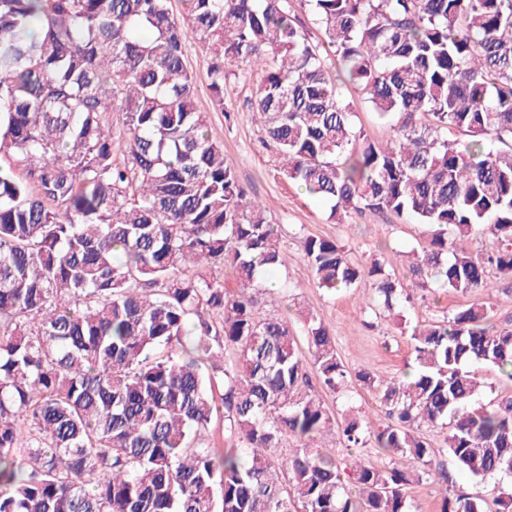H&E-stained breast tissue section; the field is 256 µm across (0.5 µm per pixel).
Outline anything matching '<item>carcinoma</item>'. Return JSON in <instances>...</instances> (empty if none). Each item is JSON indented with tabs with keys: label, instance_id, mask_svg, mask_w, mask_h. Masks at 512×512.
Masks as SVG:
<instances>
[{
	"label": "carcinoma",
	"instance_id": "obj_1",
	"mask_svg": "<svg viewBox=\"0 0 512 512\" xmlns=\"http://www.w3.org/2000/svg\"><path fill=\"white\" fill-rule=\"evenodd\" d=\"M183 2L180 20L169 0H0V156L25 172L0 170V512H420L409 486L450 479L421 433L438 424L456 468L512 476V394L482 403L471 370L511 380L512 329L482 304L414 331L406 380L357 374L389 424L353 406L338 422L310 394L295 329L252 296L279 262L278 227L209 135L185 62L192 43L209 55L220 107L226 65L256 69L253 111L287 179L332 218L425 225L415 287L481 293L491 270L512 272V0H301L320 46L289 0ZM344 80L393 120L386 143L356 126ZM105 112L127 131L119 162ZM479 231L497 251L458 246ZM303 258L320 288L413 303L335 240L305 237ZM303 330L338 392L336 330L310 314ZM220 411L228 447L209 448ZM333 429L389 462L337 459L317 446ZM441 512L488 510L457 495Z\"/></svg>",
	"mask_w": 512,
	"mask_h": 512
}]
</instances>
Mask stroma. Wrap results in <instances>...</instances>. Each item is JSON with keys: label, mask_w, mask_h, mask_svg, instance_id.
<instances>
[{"label": "stroma", "mask_w": 512, "mask_h": 512, "mask_svg": "<svg viewBox=\"0 0 512 512\" xmlns=\"http://www.w3.org/2000/svg\"><path fill=\"white\" fill-rule=\"evenodd\" d=\"M208 66L205 53L197 45H190L187 68L196 79L197 106L206 116L210 135L223 144L224 156L235 168L248 197L260 201L268 220L280 229V261L268 274L271 288L259 297L263 314L295 323L299 312H312L335 329L337 351L350 372L367 370L382 378L401 377L412 371L414 354L409 336L415 326L441 319L472 303L487 307L494 328H512V276L494 277L492 288L479 296L414 289L407 254L423 244L424 227L386 211L353 212L339 222L330 219L326 205L280 173L278 151L252 112L256 73L244 64L229 67L224 104L219 107L207 90ZM342 91L364 134L379 143L389 139L390 121L380 118L355 86L343 85ZM308 235L341 241L356 265L366 267L372 259H380L403 287L413 288L414 305L377 314L371 309L373 295L369 289L331 294L318 288L303 260L302 241ZM347 390V395L341 396L317 385L313 393L333 413L342 411L343 399L348 396L365 411L372 424L388 423L386 410L371 388L353 377ZM503 492H512V477L481 481L457 471L452 472L448 485L424 481L409 489L422 512H440L448 494L480 497L490 504Z\"/></svg>", "instance_id": "35a3bbf8"}]
</instances>
